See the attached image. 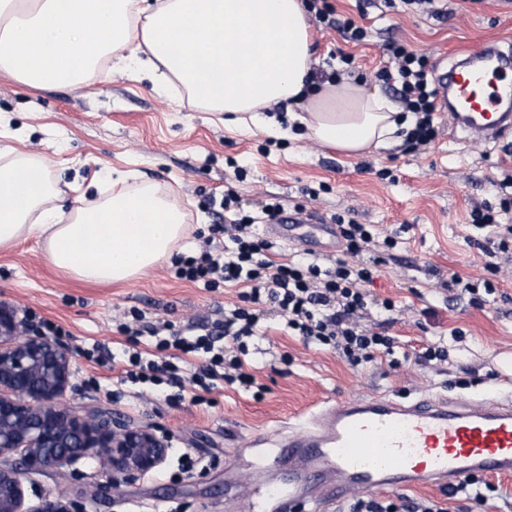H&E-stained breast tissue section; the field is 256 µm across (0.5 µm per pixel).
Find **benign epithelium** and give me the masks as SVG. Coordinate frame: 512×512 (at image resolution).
Wrapping results in <instances>:
<instances>
[{"mask_svg":"<svg viewBox=\"0 0 512 512\" xmlns=\"http://www.w3.org/2000/svg\"><path fill=\"white\" fill-rule=\"evenodd\" d=\"M75 372L67 343L38 332L20 307L0 300V458L15 457L0 467V512H75L53 491L27 504L25 480L48 469L92 460L116 488L165 466L170 444L152 427L68 406Z\"/></svg>","mask_w":512,"mask_h":512,"instance_id":"1","label":"benign epithelium"}]
</instances>
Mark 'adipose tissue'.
Masks as SVG:
<instances>
[{"mask_svg":"<svg viewBox=\"0 0 512 512\" xmlns=\"http://www.w3.org/2000/svg\"><path fill=\"white\" fill-rule=\"evenodd\" d=\"M303 0H0V71L26 85L80 86L99 61L154 86L180 85L186 103L225 125L274 139L303 135L347 155L386 150L404 124L379 92L315 83ZM90 203L58 204L42 164L0 165V250L38 236L51 267L124 284L173 264L186 216L156 184Z\"/></svg>","mask_w":512,"mask_h":512,"instance_id":"obj_1","label":"adipose tissue"}]
</instances>
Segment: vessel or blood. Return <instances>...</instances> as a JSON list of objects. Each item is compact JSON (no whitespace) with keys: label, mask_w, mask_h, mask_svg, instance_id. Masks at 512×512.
<instances>
[{"label":"vessel or blood","mask_w":512,"mask_h":512,"mask_svg":"<svg viewBox=\"0 0 512 512\" xmlns=\"http://www.w3.org/2000/svg\"><path fill=\"white\" fill-rule=\"evenodd\" d=\"M435 87L440 107L462 105V131L497 139L512 128L511 53L470 52ZM273 457L287 459L288 476L263 487L269 512H334L355 485L448 489L470 475H512V399H490L481 410L434 392L339 401L299 421Z\"/></svg>","instance_id":"1"}]
</instances>
